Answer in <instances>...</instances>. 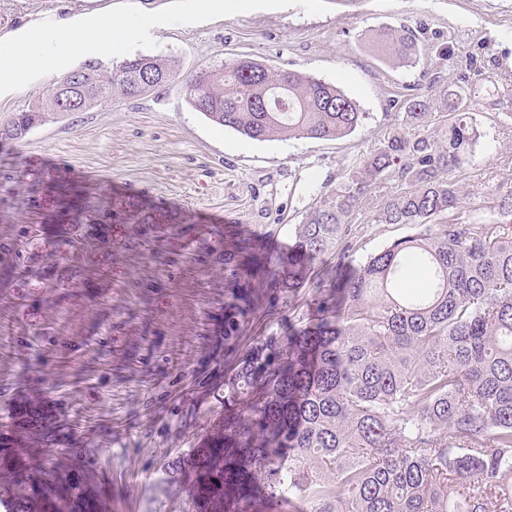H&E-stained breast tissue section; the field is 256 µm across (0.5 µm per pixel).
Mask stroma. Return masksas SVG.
<instances>
[{"instance_id":"stroma-1","label":"stroma","mask_w":512,"mask_h":512,"mask_svg":"<svg viewBox=\"0 0 512 512\" xmlns=\"http://www.w3.org/2000/svg\"><path fill=\"white\" fill-rule=\"evenodd\" d=\"M118 0H0V28L65 7L96 11L102 57L174 59L181 72L241 57L286 66L336 85L367 117L336 140L259 142L213 125L185 101L180 82L161 100L107 108L45 124L23 141L0 140V494L15 470L52 453L67 484L101 482V512H203L190 459L224 421V384L246 350L267 336L287 340L310 290L269 306L233 349L224 346L223 265L210 245L246 237L276 241V260L317 187L381 138L394 97L453 84L467 54L489 43L497 83L512 85V0H150L134 11ZM407 25L425 43L415 67L392 66L376 38ZM480 137L461 173V222L487 223L488 198L512 182V122L477 115ZM52 166L38 167L42 158ZM138 196L175 212L171 224H116L111 241L89 218ZM354 258L363 261L415 233L351 217ZM88 378L75 389L76 377ZM44 386L34 413L13 401L27 382ZM81 411L90 430L71 434Z\"/></svg>"}]
</instances>
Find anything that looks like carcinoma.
I'll use <instances>...</instances> for the list:
<instances>
[{
	"label": "carcinoma",
	"instance_id": "1",
	"mask_svg": "<svg viewBox=\"0 0 512 512\" xmlns=\"http://www.w3.org/2000/svg\"><path fill=\"white\" fill-rule=\"evenodd\" d=\"M421 38L406 26L381 46L400 67L419 62ZM470 57L438 96L392 100L394 119L377 144L321 186L295 226L294 241L261 279L274 299L308 283L310 263L343 244L348 276L316 288L304 325L282 347L265 337L224 389V424L194 461L204 512H276L277 494L310 500L313 512H512V227L432 218L455 210L452 174L471 163L476 112L512 118V90ZM209 63L182 79L185 97L209 122L257 141L338 139L366 119L336 86L275 64ZM91 80L92 111L114 100L160 98L174 61L137 55L77 68ZM56 85L0 124L21 141L64 115ZM441 120L429 127L428 117ZM393 184L382 198L376 186ZM512 216V186L492 192ZM377 224L419 231L355 263L349 217L365 206ZM167 224L134 206L112 215L126 224ZM224 255L231 298L224 345L251 314L239 257ZM32 497L55 493L50 458L33 464Z\"/></svg>",
	"mask_w": 512,
	"mask_h": 512
}]
</instances>
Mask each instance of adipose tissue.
<instances>
[{
    "mask_svg": "<svg viewBox=\"0 0 512 512\" xmlns=\"http://www.w3.org/2000/svg\"><path fill=\"white\" fill-rule=\"evenodd\" d=\"M99 17L70 12L45 16L0 32V100L12 97L33 70L59 60L65 52L93 57L101 52Z\"/></svg>",
    "mask_w": 512,
    "mask_h": 512,
    "instance_id": "ef3b65f1",
    "label": "adipose tissue"
}]
</instances>
